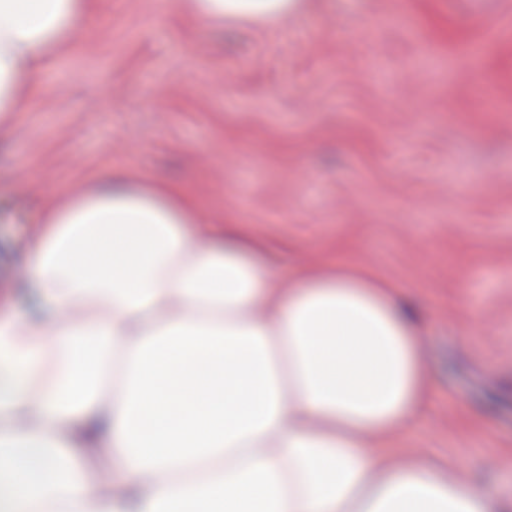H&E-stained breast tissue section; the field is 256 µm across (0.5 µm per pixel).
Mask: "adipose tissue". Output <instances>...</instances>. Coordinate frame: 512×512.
Returning <instances> with one entry per match:
<instances>
[{
  "label": "adipose tissue",
  "mask_w": 512,
  "mask_h": 512,
  "mask_svg": "<svg viewBox=\"0 0 512 512\" xmlns=\"http://www.w3.org/2000/svg\"><path fill=\"white\" fill-rule=\"evenodd\" d=\"M204 21L288 0H195ZM87 0H0V112ZM102 177L37 221L0 302V512H502L381 439L425 413L422 316L344 265L275 287L235 225Z\"/></svg>",
  "instance_id": "obj_1"
}]
</instances>
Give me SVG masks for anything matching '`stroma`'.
<instances>
[{"instance_id":"stroma-1","label":"stroma","mask_w":512,"mask_h":512,"mask_svg":"<svg viewBox=\"0 0 512 512\" xmlns=\"http://www.w3.org/2000/svg\"><path fill=\"white\" fill-rule=\"evenodd\" d=\"M202 23L93 0L0 119V299L57 188L118 172L240 225L280 287L343 264L419 305L429 406L397 461L512 483V0H292Z\"/></svg>"}]
</instances>
